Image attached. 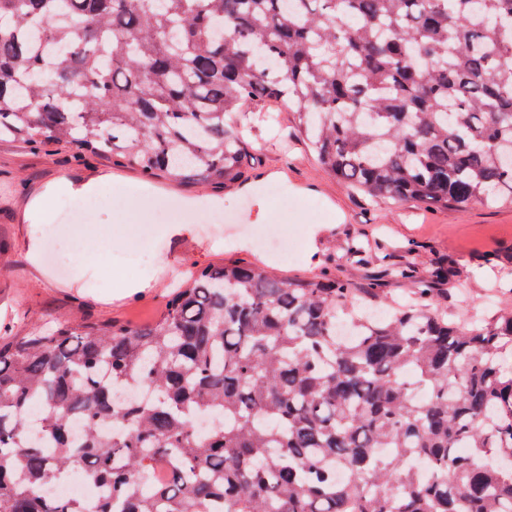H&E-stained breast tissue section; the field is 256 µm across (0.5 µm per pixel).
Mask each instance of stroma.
Here are the masks:
<instances>
[{
	"mask_svg": "<svg viewBox=\"0 0 512 512\" xmlns=\"http://www.w3.org/2000/svg\"><path fill=\"white\" fill-rule=\"evenodd\" d=\"M281 134L257 127L248 180L217 189L202 184H154L136 170L120 167L66 144L37 149L19 140H0V327L22 335L34 325L62 316L73 322L122 320L147 324L157 319L171 282L193 267L220 266L244 259L269 262L282 278H312L328 272L363 288L381 269L380 258L417 262L452 261L457 276L444 288L449 316H466L488 294L495 309H512V203L429 210L413 203L379 205L352 192L328 174L294 130L292 113L280 115ZM103 174L111 199L61 195L47 219L24 222L27 199L58 178L78 182ZM80 211L84 223L136 225L137 243H113L109 267H90L87 254L100 242L78 239L60 215ZM168 224L188 230L168 238ZM276 224L291 246L287 256L269 260L253 229ZM368 248L364 261L341 262L352 240ZM40 242L38 263L28 252ZM147 278L150 288L107 299L111 270Z\"/></svg>",
	"mask_w": 512,
	"mask_h": 512,
	"instance_id": "35a3bbf8",
	"label": "stroma"
}]
</instances>
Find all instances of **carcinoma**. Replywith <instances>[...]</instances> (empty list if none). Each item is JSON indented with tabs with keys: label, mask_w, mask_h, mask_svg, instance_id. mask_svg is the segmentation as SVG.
Returning <instances> with one entry per match:
<instances>
[{
	"label": "carcinoma",
	"mask_w": 512,
	"mask_h": 512,
	"mask_svg": "<svg viewBox=\"0 0 512 512\" xmlns=\"http://www.w3.org/2000/svg\"><path fill=\"white\" fill-rule=\"evenodd\" d=\"M261 100L373 200L512 201V0H0V139L227 187ZM382 262L393 311L234 260L152 324L0 335V512H88L75 471L95 512H512V311Z\"/></svg>",
	"instance_id": "1"
}]
</instances>
